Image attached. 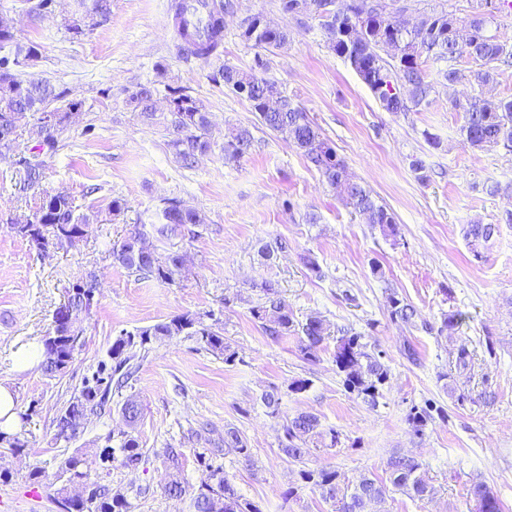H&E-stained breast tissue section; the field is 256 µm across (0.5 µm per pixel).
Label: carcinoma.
<instances>
[{
	"label": "carcinoma",
	"instance_id": "cac0c4a2",
	"mask_svg": "<svg viewBox=\"0 0 512 512\" xmlns=\"http://www.w3.org/2000/svg\"><path fill=\"white\" fill-rule=\"evenodd\" d=\"M74 17L66 28L75 35L84 33L85 20L110 14V0H75ZM355 11L362 16L364 28L351 37L347 16L334 17L320 23L327 35L328 49L347 62L362 82L370 89L388 112H412L429 103L432 85L426 81L424 61L448 63L442 77L448 84L458 79L453 63L463 57L482 62L473 72L480 88L495 82L496 64H512V46L487 34L490 13L483 9L488 0H477L467 22L451 11L420 12L404 3L397 7L401 19H391L386 0H376L377 7H369V0H354ZM232 0H169L168 16L179 19L171 28L176 42L177 56L189 61L209 63L224 57V26L215 17L220 9L228 12ZM257 13L240 24L239 38L258 50L254 65L242 69L222 64L214 80H222L224 87L246 99L269 130L285 136L294 144L308 165L314 167L328 186L347 205L358 213L364 223L380 229L386 237L398 235L394 216L379 204L370 190L348 177L345 161L327 139L322 137L307 112L295 105L278 86L263 76L266 61L262 53H273L284 48L290 40L288 31L266 27ZM39 57L34 44L20 43L10 20L0 17V150L17 152L20 159L16 170V188L23 194L41 195L42 199L31 218L24 223L10 225L11 230L25 240L39 255L48 256L59 250L75 249L87 235L90 217L76 213L71 195L64 191L49 193L41 189L46 159L61 148L59 135L70 125L73 114L82 109V102L70 98L69 89L54 85L42 78L24 79L21 72ZM393 74L406 89V97L399 100L383 88L386 74ZM165 78V69H157V80L152 85H139L128 92L126 106L141 121L156 122L155 95L157 85ZM168 108L162 116L164 130L169 136L168 146L176 162L192 167L198 157L213 151L209 138V112L187 87L165 85ZM464 124L460 131L464 141L473 149L502 146L512 149V100L494 101L483 95L471 98L464 107ZM55 116L54 124L39 129L41 141L29 147L19 141V129L26 120L38 123L43 116ZM254 146L249 129L231 126L224 133L220 147L227 161H236L248 154ZM163 223L153 225L160 237L188 229L194 236L196 228L205 224V218L196 210L183 206L176 198L162 200ZM496 230L493 224H470L465 236L474 243H487ZM112 261L143 278H152L171 284L181 272L183 255L177 252L159 253L147 242L145 225L135 224L128 235L109 249ZM99 281L93 273L81 280V286L67 288V302L53 317L51 331L42 339L43 360L39 367L44 375L57 377L66 373L75 354L83 347V331L66 321V312H90L97 303ZM266 301L252 308L255 318L272 319L273 325L265 332L276 339L284 335L299 337V349L304 359L314 361L331 336L329 325L322 316L314 314L305 322L297 323L288 304L270 285L265 286ZM390 318L406 324L416 316L413 306L389 294ZM184 336L196 341L200 348L224 358L230 364L237 352L224 339V327L212 313L183 312L153 325L134 331L123 330L107 349V359L99 362L92 377L85 379L80 390L71 394L53 419V440L69 441L77 436L90 418L107 414V405L113 395L129 387L138 372L141 361L156 341ZM333 361L342 377L344 388L374 408L382 397V388L389 380V368L383 361V352L368 348L358 333H343L336 337ZM269 415L280 419L278 442L282 454L294 463L303 464L310 453L309 444L337 447L340 432L322 427L319 417L312 412L280 415V397L271 391L261 396ZM433 405L419 409L412 407L408 423L417 435L424 433L432 420ZM18 424L11 433L0 430V447L13 456H19L29 447L26 437L27 413H17ZM105 447L99 457L113 461L124 468H134L142 460L143 452L138 438L129 431L121 433L118 446H112V434L105 436ZM224 448H205L195 454L202 471L199 485L190 495V512H261L254 503L238 492L233 481L216 463L221 454H234L255 466L245 435L235 427L224 429ZM166 460L174 470L166 485L168 495L176 498L186 493L180 478L183 453L175 448L165 449ZM90 449L78 448L59 462L56 480L61 486L56 494L69 505L68 512H132L129 491L91 478ZM386 478L365 474L355 482L342 478L333 467L302 468L298 471L304 485L320 493L323 500L335 507V512H388L391 495H406L424 501L434 494V488L422 462L416 457L391 453L384 462ZM470 512H503L497 495L481 480L472 481L469 488Z\"/></svg>",
	"mask_w": 512,
	"mask_h": 512
}]
</instances>
